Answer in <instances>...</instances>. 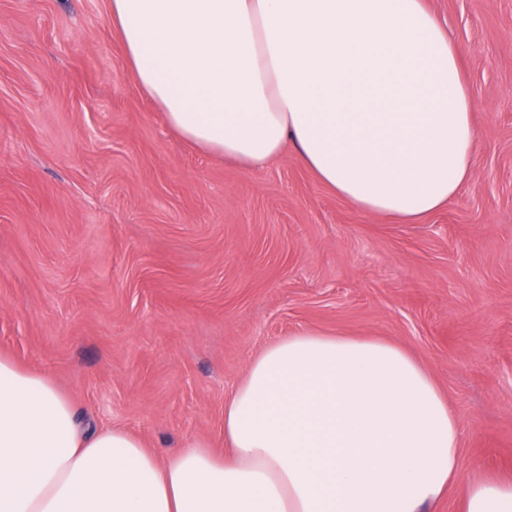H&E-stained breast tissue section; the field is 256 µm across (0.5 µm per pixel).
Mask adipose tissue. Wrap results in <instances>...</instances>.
I'll list each match as a JSON object with an SVG mask.
<instances>
[{
    "instance_id": "ef3b65f1",
    "label": "adipose tissue",
    "mask_w": 512,
    "mask_h": 512,
    "mask_svg": "<svg viewBox=\"0 0 512 512\" xmlns=\"http://www.w3.org/2000/svg\"><path fill=\"white\" fill-rule=\"evenodd\" d=\"M140 90L194 149L264 168L293 150L406 224L472 175L461 51L426 0H111ZM462 429L403 348L300 331L224 402V449L159 456L82 430L47 376L0 356V512H512V479L463 481Z\"/></svg>"
}]
</instances>
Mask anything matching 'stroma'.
Here are the masks:
<instances>
[{"mask_svg": "<svg viewBox=\"0 0 512 512\" xmlns=\"http://www.w3.org/2000/svg\"><path fill=\"white\" fill-rule=\"evenodd\" d=\"M475 102L473 174L405 224L293 152L187 144L134 81L109 0H0V354L163 456L224 447L248 364L302 330L398 344L512 476V0H427Z\"/></svg>", "mask_w": 512, "mask_h": 512, "instance_id": "obj_1", "label": "stroma"}]
</instances>
